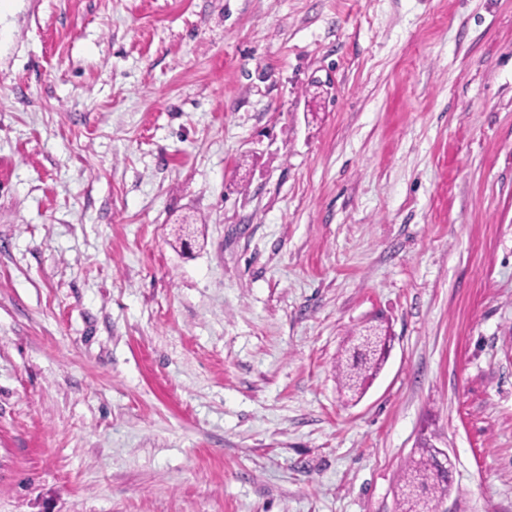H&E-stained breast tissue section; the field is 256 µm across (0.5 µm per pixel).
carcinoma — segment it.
<instances>
[{"label": "carcinoma", "mask_w": 512, "mask_h": 512, "mask_svg": "<svg viewBox=\"0 0 512 512\" xmlns=\"http://www.w3.org/2000/svg\"><path fill=\"white\" fill-rule=\"evenodd\" d=\"M367 332L362 328L353 338L354 344L344 351L336 365L341 391L359 400L370 387L385 363V354L358 338ZM432 439L425 436L402 468L396 492L395 512H429L431 505L445 497L451 488V470L437 456Z\"/></svg>", "instance_id": "cac0c4a2"}]
</instances>
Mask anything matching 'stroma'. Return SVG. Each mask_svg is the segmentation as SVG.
Instances as JSON below:
<instances>
[{"label":"stroma","mask_w":512,"mask_h":512,"mask_svg":"<svg viewBox=\"0 0 512 512\" xmlns=\"http://www.w3.org/2000/svg\"><path fill=\"white\" fill-rule=\"evenodd\" d=\"M426 425L512 512V0H0V512H394ZM368 326L359 330L352 341L353 346L346 348L344 358L341 357L336 365V377L339 387L351 400H359L366 389L370 387L386 361V356L380 350L370 345L363 346L358 338L367 332ZM352 351V353H351Z\"/></svg>","instance_id":"1"}]
</instances>
